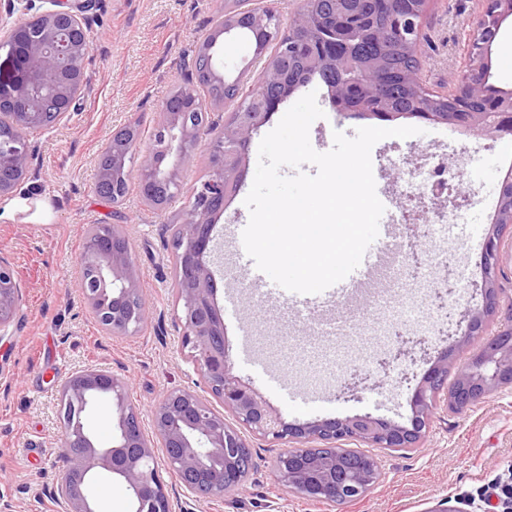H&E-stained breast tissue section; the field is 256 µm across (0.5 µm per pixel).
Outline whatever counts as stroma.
Masks as SVG:
<instances>
[{
  "mask_svg": "<svg viewBox=\"0 0 512 512\" xmlns=\"http://www.w3.org/2000/svg\"><path fill=\"white\" fill-rule=\"evenodd\" d=\"M221 0H97L87 84L77 112L29 131L28 173L11 196L0 199V261L7 262L22 288L13 323L0 337V512H59L48 495L66 466L56 409L59 385L80 367L94 366L125 381L126 402L136 408L143 428L151 410L173 389L209 390L182 346V304L174 274L172 235L190 205V190L209 165L207 143L178 177L183 190L162 209L146 206L137 177L140 161L126 168L130 191L111 204L95 190L98 161L120 127L139 119L141 148L151 146L161 121V105L174 86H192L199 44L217 25ZM481 0H431L424 19L425 40L417 57L419 76L432 90L444 91L463 66V48L476 31ZM253 47L236 38L224 50V72L251 89L261 75L251 66ZM323 118L309 130L319 152L333 146V134L361 127L412 126L417 135L388 137L371 150L378 192L391 212L413 211V225H396V249L384 251L381 267L368 284L338 302L310 313L260 305L250 297L238 265L237 225L247 223L244 204L258 164V147L280 122V105L254 135L241 165L237 188L224 203L213 230L209 267L229 348V370L256 388L270 408L290 423H310L368 415L405 425L410 396L441 357L475 353L482 337L465 336L458 320L464 311L484 307L482 242L492 229L501 181L512 167V135L464 133L456 126L414 117L385 122L333 109L327 86L313 79ZM466 164L464 179L451 183L461 207L453 225L437 222L432 202L412 200L404 177L430 163L433 155ZM99 224L126 225L130 255L147 311L146 321L128 335L108 334L91 314L77 283L83 246ZM451 282L444 301H418L411 278ZM381 307L372 321L369 310ZM415 344L390 367L378 360L396 335ZM368 360L363 381L344 388L347 361ZM254 358L269 379L245 365ZM281 379L283 388L271 385ZM318 406L302 410L288 393ZM253 469L246 491L223 498H200L192 512H489L487 497L512 484V389L495 391L461 413H436L421 447L378 448L381 477L363 498L335 507L310 502L278 484L276 460L285 443L248 436Z\"/></svg>",
  "mask_w": 512,
  "mask_h": 512,
  "instance_id": "35a3bbf8",
  "label": "stroma"
}]
</instances>
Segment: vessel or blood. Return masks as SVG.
Returning <instances> with one entry per match:
<instances>
[{"instance_id": "vessel-or-blood-1", "label": "vessel or blood", "mask_w": 512, "mask_h": 512, "mask_svg": "<svg viewBox=\"0 0 512 512\" xmlns=\"http://www.w3.org/2000/svg\"><path fill=\"white\" fill-rule=\"evenodd\" d=\"M238 264L244 272V276L259 301L267 303H279L287 305H317L323 302H332L345 297L350 290L363 286L372 269L371 257H364L359 267L350 273L345 279L315 295L287 294L265 273L257 269L254 261L246 252H239Z\"/></svg>"}]
</instances>
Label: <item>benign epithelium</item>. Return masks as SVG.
Returning a JSON list of instances; mask_svg holds the SVG:
<instances>
[{
    "label": "benign epithelium",
    "mask_w": 512,
    "mask_h": 512,
    "mask_svg": "<svg viewBox=\"0 0 512 512\" xmlns=\"http://www.w3.org/2000/svg\"><path fill=\"white\" fill-rule=\"evenodd\" d=\"M20 2L21 17L7 26L9 55L16 72L10 81L0 82V105L8 104L14 110L15 128V145L0 148V198L10 195L27 174L25 131L45 127L49 112L62 119L77 110L86 83L89 12L96 6V0ZM249 2L224 0L219 35L211 38L205 49L213 81L226 82L224 46L242 24L254 32L257 40L274 42L280 57L314 58L324 66L336 64V53L366 33L355 0H344L338 8L341 21L329 35L313 23L304 9L298 10L286 26L272 4L254 8L247 6ZM46 3L50 7H44ZM382 4L407 43L418 48L428 0H382ZM511 16L512 0H484L478 29H483L489 18L496 22V29L472 42L467 70L443 94L453 108L413 112L411 116L486 135L511 134L512 90L489 83L492 47L503 21ZM328 88L330 102L338 112L398 116L396 112L380 111L382 91L373 63L362 67L349 64L336 73ZM297 90L296 86H288L280 63L270 59L263 67L255 98L240 100L236 112L222 126L213 122L208 129L189 122L186 109L208 110V105L194 95L182 99L180 112L171 110L166 102L162 104L163 120L157 137L139 165V182L147 203L157 205L155 192L159 189L169 196L180 194L178 171L192 162L201 141L208 140L210 148L208 174L191 192L189 212L176 225L172 247L178 299L183 306V347L189 349L197 370L213 397L224 406V412L189 389L167 392L151 414L153 432L163 449L160 458L143 431L139 413L126 403L125 382L92 366L73 372L60 386L56 410L61 447L71 466L49 492L62 506V512H100L91 486L98 468L109 471L125 485L128 512H189L186 504L194 497L217 499L229 490H241L247 481L242 458L251 453L246 431L298 444L279 456L276 468L279 482L299 497L332 504L359 498L379 481V462L364 453L351 456L347 449L336 447V442L362 441L373 448H417L438 406L459 412L497 389L512 388V267L503 262L505 247L512 248V237L504 236L505 227L512 224V171L501 181L493 229L485 237L484 310L465 313L467 336L480 335L489 317L499 321V327L478 353L455 366L453 380H448L450 365L446 356L429 369L410 398V425L398 426L368 415L290 424L271 411L257 390L230 375L224 323L208 266L212 232L223 212L233 172L252 135ZM475 96L485 99L481 112L467 107ZM137 147L138 138L133 134L110 142L107 148L112 170H124L125 159ZM110 171L100 170L99 190L108 187ZM129 254L124 225L114 224L111 236L88 237V246L80 257L81 268L90 272L81 276L79 288L97 321L105 322L115 335L136 331L146 318L137 270ZM20 297L21 289L12 270L0 261V329L14 320ZM102 395L111 397L116 413V433L108 448L97 446L86 426L88 413ZM226 412L237 425L226 422ZM161 460L175 474L179 489H168L160 478Z\"/></svg>",
    "instance_id": "obj_1"
}]
</instances>
